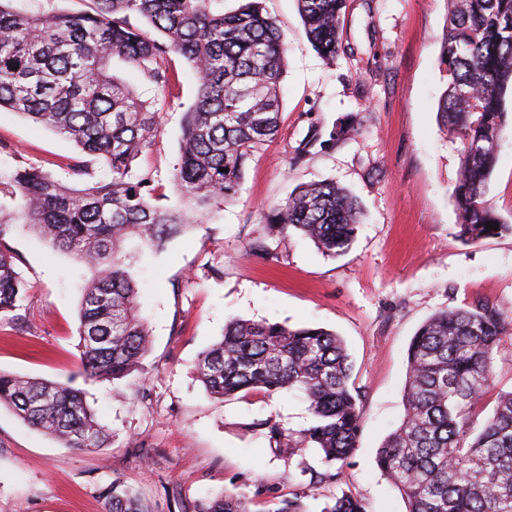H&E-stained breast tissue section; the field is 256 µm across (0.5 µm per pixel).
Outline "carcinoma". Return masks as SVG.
<instances>
[{"label":"carcinoma","mask_w":512,"mask_h":512,"mask_svg":"<svg viewBox=\"0 0 512 512\" xmlns=\"http://www.w3.org/2000/svg\"><path fill=\"white\" fill-rule=\"evenodd\" d=\"M0 0V109L20 113L101 159L108 180L71 186L51 173L18 166L7 184L20 204L0 211V241L19 226L95 272L85 289L77 333L85 375L118 381L145 370L150 333L138 315L139 288L121 255L137 234L154 251L186 232L216 200L234 197L250 156L278 132L286 43L261 0L233 13L219 0H91L83 11L29 13ZM440 64L448 87L438 105L441 124L462 143L455 190L458 236L477 242L512 224L486 199L496 147L508 127L504 93L512 85V0H448ZM306 35L327 61L340 51L346 0H297ZM145 21L158 36L136 24ZM178 54L197 76L185 112L179 162L172 183L182 207L156 204L148 175L132 177V162L157 138V112L112 73L121 57L154 83L170 81L168 57ZM360 204L334 183L298 188L269 215L278 230H294L324 255L351 245L362 223ZM499 226L493 230L487 223ZM24 283L15 257L0 247V315L17 316ZM512 331L494 305L449 308L429 317L407 354L405 412L381 446L378 465L406 497L408 512H512V390L498 395L479 418L494 381L499 344ZM351 357L342 338L317 327L230 319L224 335L203 350L196 374L222 399L239 392L297 391L310 425L298 435L265 425L288 453L318 449L337 479L352 456L361 409L350 385ZM0 406L70 448L104 447L109 434L82 391L0 371ZM106 512H152L140 495L115 478L102 489ZM250 499L224 492L194 512H252ZM264 512H304L299 498L272 502ZM321 512H369L343 493Z\"/></svg>","instance_id":"carcinoma-1"}]
</instances>
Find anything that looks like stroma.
I'll return each mask as SVG.
<instances>
[{
	"label": "stroma",
	"instance_id": "35a3bbf8",
	"mask_svg": "<svg viewBox=\"0 0 512 512\" xmlns=\"http://www.w3.org/2000/svg\"><path fill=\"white\" fill-rule=\"evenodd\" d=\"M262 6L287 43L277 135L248 160L238 194L215 217L160 252L136 237L124 245L152 339L142 391L81 374L78 313L91 270L30 232L7 238L27 292L19 319L0 318V370L82 389L111 438L92 452L67 448L1 407L0 512H105L100 490L116 477L153 512H181L223 491L254 497L264 512L260 486L299 498L306 512H321L326 497L341 492L364 500L369 512H407L377 455L404 415L412 336L434 313L478 302L512 317V234L476 243L457 235L461 144L437 116L447 88L438 62L447 0H348L331 64L307 39L296 0ZM169 65L173 77L161 87L112 61L113 73L159 113L160 133L131 174H150L166 208L179 204L171 178L197 89L183 57ZM314 127L320 139L297 158ZM77 158L94 178L107 177L102 162L71 141L0 110L1 171L35 166L69 183ZM324 182L349 190L365 212L349 249L335 258L266 222L296 188ZM487 198L512 224V129L497 148ZM257 240L263 253L251 249ZM233 317L321 327L344 340L362 430L340 481L318 482L326 470L320 453L289 454L264 426L269 419L285 432L306 428L301 394L219 401L197 379L199 353Z\"/></svg>",
	"mask_w": 512,
	"mask_h": 512
}]
</instances>
